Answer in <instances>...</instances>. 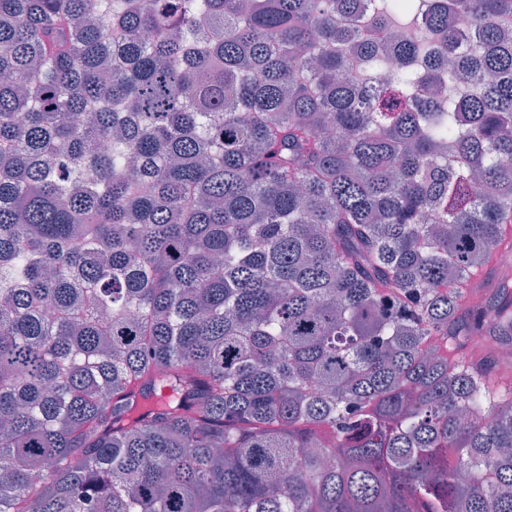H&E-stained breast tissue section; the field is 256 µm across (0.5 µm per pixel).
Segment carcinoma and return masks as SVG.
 Wrapping results in <instances>:
<instances>
[{
  "instance_id": "carcinoma-1",
  "label": "carcinoma",
  "mask_w": 512,
  "mask_h": 512,
  "mask_svg": "<svg viewBox=\"0 0 512 512\" xmlns=\"http://www.w3.org/2000/svg\"><path fill=\"white\" fill-rule=\"evenodd\" d=\"M510 17L0 0V512H512Z\"/></svg>"
}]
</instances>
